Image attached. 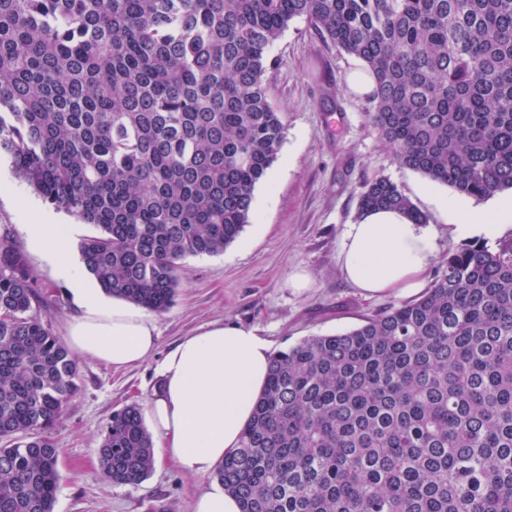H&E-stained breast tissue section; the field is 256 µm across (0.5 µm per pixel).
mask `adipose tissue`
<instances>
[{
  "label": "adipose tissue",
  "mask_w": 512,
  "mask_h": 512,
  "mask_svg": "<svg viewBox=\"0 0 512 512\" xmlns=\"http://www.w3.org/2000/svg\"><path fill=\"white\" fill-rule=\"evenodd\" d=\"M435 206L457 239L488 237L512 222V195L481 210L444 197ZM27 217L30 243L69 284L80 310L66 326L67 346L118 369L153 355L152 317L86 282L69 258V230L55 224L50 213L32 207ZM436 251L431 228L398 210L372 209L349 226L340 263L346 280L366 296L405 294L421 288ZM270 359L268 344L246 327L212 325L182 338L165 355L159 388L146 405L162 456L191 475L213 471L239 447L266 384Z\"/></svg>",
  "instance_id": "ef3b65f1"
}]
</instances>
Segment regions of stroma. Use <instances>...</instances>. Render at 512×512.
<instances>
[{
	"label": "stroma",
	"instance_id": "1",
	"mask_svg": "<svg viewBox=\"0 0 512 512\" xmlns=\"http://www.w3.org/2000/svg\"><path fill=\"white\" fill-rule=\"evenodd\" d=\"M268 56L265 86L285 137L256 186L252 218L224 253L180 262L178 294L170 309L154 316L158 348L144 363L116 369L80 358L79 389L48 433L61 473L54 512H192L213 475H188L164 461L140 485H115L103 477L97 454L113 411L151 398L163 356L183 336L212 323L238 325L278 351L308 336L350 331L408 302L398 295L364 299L343 276L340 251L359 216L358 195L366 181L384 176L429 216L428 192L446 195L449 187L398 165L370 119L368 96L348 84L360 60L322 42L305 19L293 20ZM37 200L1 157L0 234L8 233L23 253L43 297L40 316L60 337L77 308L67 283L53 275L22 229L21 202ZM298 267L313 278L302 293L288 286Z\"/></svg>",
	"mask_w": 512,
	"mask_h": 512
}]
</instances>
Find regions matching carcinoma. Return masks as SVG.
<instances>
[{
    "label": "carcinoma",
    "mask_w": 512,
    "mask_h": 512,
    "mask_svg": "<svg viewBox=\"0 0 512 512\" xmlns=\"http://www.w3.org/2000/svg\"><path fill=\"white\" fill-rule=\"evenodd\" d=\"M363 62L398 163L477 201L512 189V0H0V155L98 229L79 245L106 294L173 303L179 262L249 223L284 135L268 49L295 18ZM360 209L427 217L386 177ZM36 278L0 237V512H53L47 437L78 389ZM103 476L154 467L137 403L114 411ZM214 477L242 512H512V243L448 251L419 300L271 357Z\"/></svg>",
    "instance_id": "1"
}]
</instances>
